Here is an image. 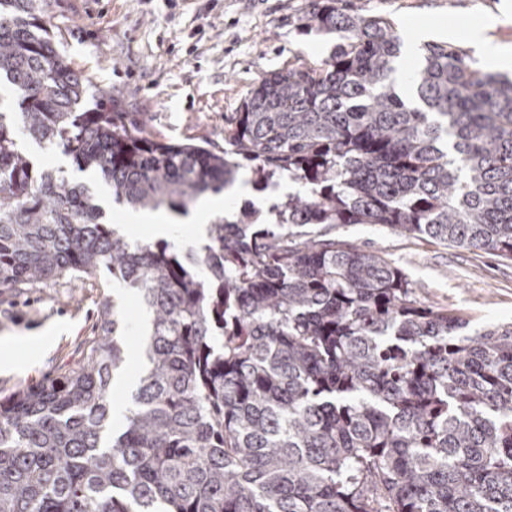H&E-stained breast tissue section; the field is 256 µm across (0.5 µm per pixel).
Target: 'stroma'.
<instances>
[{
  "label": "stroma",
  "mask_w": 512,
  "mask_h": 512,
  "mask_svg": "<svg viewBox=\"0 0 512 512\" xmlns=\"http://www.w3.org/2000/svg\"><path fill=\"white\" fill-rule=\"evenodd\" d=\"M310 0H46L54 40L88 86H108L112 105L144 116L151 138L220 151L252 85L282 67H319L333 38L302 28ZM504 0H343L349 13L390 21L405 41L436 22L485 26L491 43L512 47ZM335 234L401 269L414 297L466 320L467 334L512 323V260L405 236L374 224H340ZM102 271L0 293V398L55 379L100 335L113 298Z\"/></svg>",
  "instance_id": "1"
}]
</instances>
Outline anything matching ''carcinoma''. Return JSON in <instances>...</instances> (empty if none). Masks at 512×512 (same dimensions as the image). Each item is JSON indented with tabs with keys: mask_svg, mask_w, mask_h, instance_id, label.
<instances>
[{
	"mask_svg": "<svg viewBox=\"0 0 512 512\" xmlns=\"http://www.w3.org/2000/svg\"><path fill=\"white\" fill-rule=\"evenodd\" d=\"M340 0L306 30L336 36L315 68L263 75L224 151L144 135L88 92L45 0H0V290L102 269L152 332L123 418L109 387L128 317L112 305L80 364L0 398V512H512V324L417 302L407 275L336 238L381 224L512 258V80L424 45L398 91L403 38ZM58 150L39 170L19 145ZM311 186L211 224L202 252L133 242L103 199L186 210L236 180ZM20 146L29 154L31 151L38 164L36 165V167L38 168H42L45 165H50L52 167H58L62 165L68 170L69 173H78L75 171V168L72 166L70 160L67 157L60 155L59 153H49L48 151L40 149L36 145H33L28 141H21ZM39 150H42L44 152L38 154Z\"/></svg>",
	"mask_w": 512,
	"mask_h": 512,
	"instance_id": "carcinoma-1",
	"label": "carcinoma"
}]
</instances>
